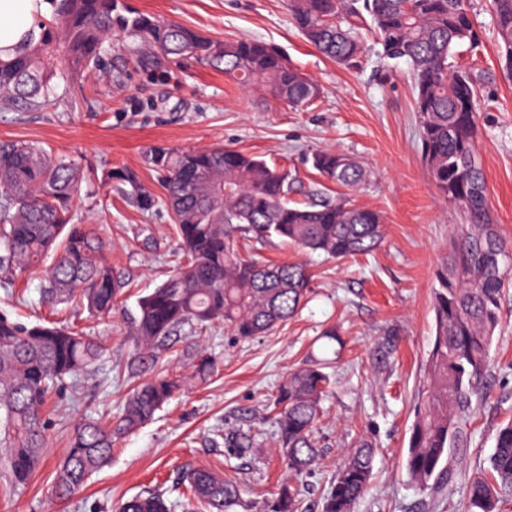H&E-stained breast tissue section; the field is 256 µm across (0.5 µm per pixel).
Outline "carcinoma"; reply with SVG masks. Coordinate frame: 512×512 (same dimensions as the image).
<instances>
[{
	"instance_id": "cac0c4a2",
	"label": "carcinoma",
	"mask_w": 512,
	"mask_h": 512,
	"mask_svg": "<svg viewBox=\"0 0 512 512\" xmlns=\"http://www.w3.org/2000/svg\"><path fill=\"white\" fill-rule=\"evenodd\" d=\"M53 16L39 38L0 59V111L42 106L58 69L95 67L103 44L121 33L164 56L196 59L243 87L266 85L292 108L321 94L311 78L269 44L217 41L180 23L126 12L120 0H51ZM297 28L326 58L352 66L364 45L343 15L369 18L387 59L412 69L421 156L440 195L462 208L467 223L451 233L437 270L434 332L417 394L405 469L421 490L445 484L453 451L468 446V426L484 399L490 345L500 325L503 288L512 280V244L492 215L478 149L476 91L471 76L454 69L456 48L477 34L469 0H287ZM500 63L512 71V0H492ZM159 174L184 261L167 280L138 297L136 345L157 348L175 328H206L222 321L251 339L288 321L307 297L312 273L304 263L265 264L238 257L234 232L245 226L257 238L275 236L302 250L337 260L365 254L383 238L381 215L350 200L291 199V174L240 150L156 147L147 156ZM312 167L353 189L365 171L348 156L321 151ZM80 179L74 159L24 141L0 142V273L13 277L48 256L44 298L104 319L121 293L105 258L107 243L94 229L72 223L71 199ZM106 355L104 345L73 327H31L0 313V468L9 485L25 486L47 447V402ZM332 384L326 362L311 358L279 385L270 403L281 454L291 477L261 512H302L294 478L318 458L315 429L321 401ZM179 380L157 374L132 389L115 425L84 419L74 430L55 485L68 497L81 490L111 457L115 439L149 422L179 390ZM244 455L258 434L242 430L227 439ZM375 450L356 441L326 493L322 512H355L373 477ZM185 512H238L236 482L208 469L183 475ZM512 490V422L494 435L486 469L469 480L463 512H499L501 493ZM162 493L146 491L118 512H173Z\"/></svg>"
}]
</instances>
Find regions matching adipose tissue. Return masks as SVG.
<instances>
[{
  "instance_id": "ef3b65f1",
  "label": "adipose tissue",
  "mask_w": 512,
  "mask_h": 512,
  "mask_svg": "<svg viewBox=\"0 0 512 512\" xmlns=\"http://www.w3.org/2000/svg\"><path fill=\"white\" fill-rule=\"evenodd\" d=\"M49 9L48 0H0V57L29 44L38 33V20Z\"/></svg>"
}]
</instances>
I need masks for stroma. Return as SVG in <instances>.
<instances>
[{"mask_svg":"<svg viewBox=\"0 0 512 512\" xmlns=\"http://www.w3.org/2000/svg\"><path fill=\"white\" fill-rule=\"evenodd\" d=\"M123 3L215 40L271 44L314 79L322 95L308 109L294 110L269 89L246 91L205 63L160 55L142 60L117 36L97 67L79 77L54 78L41 109L0 112V141L35 142L81 164L86 177L73 199V221L96 226L110 241L108 259L124 285L105 320L53 309L43 298L40 266L10 287L0 286V312L26 324L77 323L107 349L103 365L78 379L76 403L48 406L49 442L29 484L6 490L0 473V512H115L119 502L143 491L175 502L182 474L193 468H211L236 481L245 512H260L286 475L266 404L310 354L329 359L335 383L322 402L319 461L298 479L305 512H321L358 439L372 442L377 457L371 486L355 512H462L471 474L486 467L496 428L512 419V287L502 294L501 328L485 381L488 399L472 421L469 446L459 454L450 486L419 491L403 462L433 332L435 274L452 228L465 217L440 197L421 158L410 67L380 59L370 35L355 67L337 65L303 38L285 0ZM470 16L478 40L459 47L456 61L479 90V151L489 199L502 236L512 242V77L498 61L490 0H470ZM159 146H224L262 156L292 174L295 200L321 191L381 212L383 240L368 254L337 261L275 237L237 233L241 257L309 263L314 278L307 303L285 325L251 340L220 323L203 330L185 325L158 350H140L131 338L137 296L166 280L181 259L164 191L146 162ZM325 149L356 160L368 173L366 182L350 192L321 176L309 159ZM130 175L152 193V209L126 195ZM332 323L342 334L334 349L319 338ZM204 355L215 367L202 378L197 365ZM161 371L180 378L175 398L153 421L118 440L111 462L91 484L59 497L55 470L76 425L88 416L117 417L130 389ZM253 427L263 434L260 446L233 455L225 436Z\"/></svg>","mask_w":512,"mask_h":512,"instance_id":"1","label":"stroma"}]
</instances>
